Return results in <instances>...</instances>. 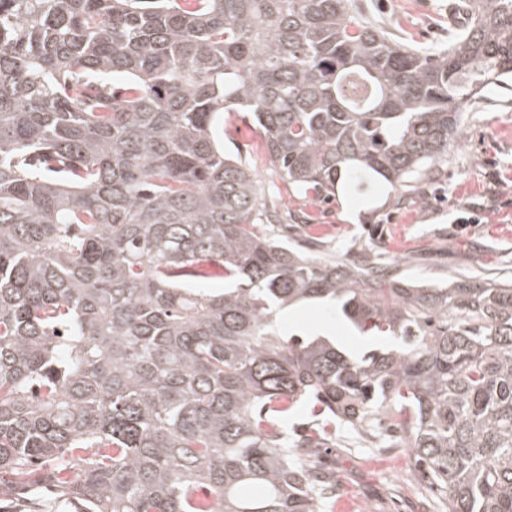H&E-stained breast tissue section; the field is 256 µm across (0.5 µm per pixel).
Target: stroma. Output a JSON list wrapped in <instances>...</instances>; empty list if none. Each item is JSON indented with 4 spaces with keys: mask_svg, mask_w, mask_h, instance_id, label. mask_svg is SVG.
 Returning <instances> with one entry per match:
<instances>
[{
    "mask_svg": "<svg viewBox=\"0 0 512 512\" xmlns=\"http://www.w3.org/2000/svg\"><path fill=\"white\" fill-rule=\"evenodd\" d=\"M450 0H357L366 22L397 41L420 48L447 47L457 26ZM463 138L448 149L406 200L389 196L379 206L342 197L311 202L289 192L273 177L265 156L256 151L260 129L251 121L227 118L224 147L240 152L255 167L264 202L275 213L276 231L289 241L316 237L317 255L328 260L375 261L395 265L398 273L426 282L457 277L512 281V82L486 87L466 109ZM312 224H305L303 215ZM473 217L459 227L458 217ZM297 337L316 331L360 350L364 343L335 313L304 307L283 322ZM320 467L338 482L340 499L333 512H438L440 500L427 481L413 477L408 449L378 448L349 424H339L336 441L317 451ZM412 478L398 480V472Z\"/></svg>",
    "mask_w": 512,
    "mask_h": 512,
    "instance_id": "35a3bbf8",
    "label": "stroma"
}]
</instances>
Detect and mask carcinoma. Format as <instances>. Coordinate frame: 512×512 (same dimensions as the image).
Masks as SVG:
<instances>
[{"label":"carcinoma","instance_id":"carcinoma-1","mask_svg":"<svg viewBox=\"0 0 512 512\" xmlns=\"http://www.w3.org/2000/svg\"><path fill=\"white\" fill-rule=\"evenodd\" d=\"M443 51L354 0H0V495L70 512H331L314 449L396 418L441 512H512V282L326 261L274 217L224 113L298 193L397 194L512 78V0ZM228 288L195 286L205 266ZM336 306L359 358L277 315ZM320 422L290 438L302 404Z\"/></svg>","mask_w":512,"mask_h":512}]
</instances>
